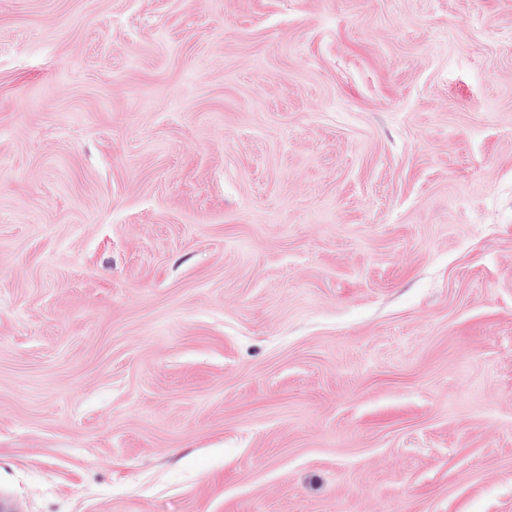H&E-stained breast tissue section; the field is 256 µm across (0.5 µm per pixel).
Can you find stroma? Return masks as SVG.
Segmentation results:
<instances>
[{
  "label": "stroma",
  "mask_w": 512,
  "mask_h": 512,
  "mask_svg": "<svg viewBox=\"0 0 512 512\" xmlns=\"http://www.w3.org/2000/svg\"><path fill=\"white\" fill-rule=\"evenodd\" d=\"M512 512V0H0V500Z\"/></svg>",
  "instance_id": "obj_1"
}]
</instances>
